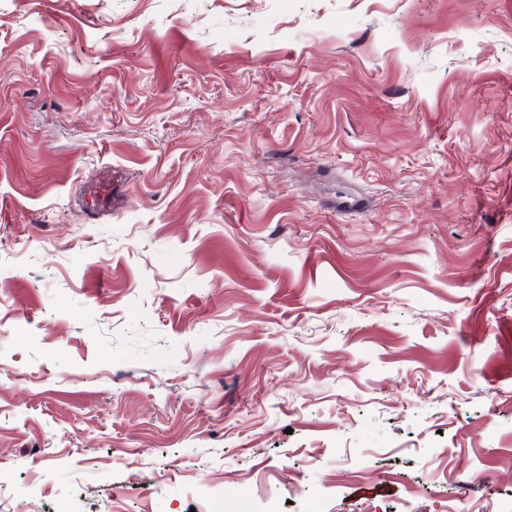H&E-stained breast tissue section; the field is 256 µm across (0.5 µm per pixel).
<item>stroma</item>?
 Wrapping results in <instances>:
<instances>
[{
  "mask_svg": "<svg viewBox=\"0 0 512 512\" xmlns=\"http://www.w3.org/2000/svg\"><path fill=\"white\" fill-rule=\"evenodd\" d=\"M269 506L512 512V0H0V512ZM119 181L115 179L114 172L107 171L97 174L91 182V189L101 198L104 206L115 207L120 202V195L117 191Z\"/></svg>",
  "mask_w": 512,
  "mask_h": 512,
  "instance_id": "obj_1",
  "label": "stroma"
}]
</instances>
